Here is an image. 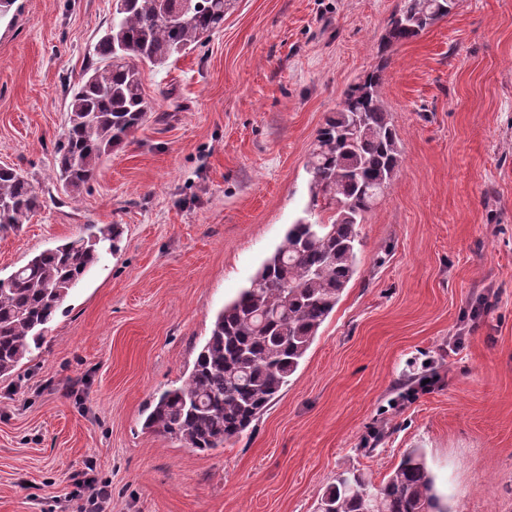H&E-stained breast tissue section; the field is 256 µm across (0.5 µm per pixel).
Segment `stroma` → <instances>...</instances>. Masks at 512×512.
<instances>
[{
	"label": "stroma",
	"mask_w": 512,
	"mask_h": 512,
	"mask_svg": "<svg viewBox=\"0 0 512 512\" xmlns=\"http://www.w3.org/2000/svg\"><path fill=\"white\" fill-rule=\"evenodd\" d=\"M17 4L0 20V166L46 201L0 234V276L94 224L123 236L0 377V512H73L90 461L109 512H316L337 473L381 483L411 448L452 512H512V0H459L388 48L400 0H234L204 46L142 66L148 120L73 197L50 180L54 145L113 0ZM382 59L403 162L297 371L224 447L145 429L302 216L319 128Z\"/></svg>",
	"instance_id": "obj_1"
}]
</instances>
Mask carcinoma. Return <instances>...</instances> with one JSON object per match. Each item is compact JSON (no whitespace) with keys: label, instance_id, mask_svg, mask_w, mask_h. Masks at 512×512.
<instances>
[{"label":"carcinoma","instance_id":"obj_1","mask_svg":"<svg viewBox=\"0 0 512 512\" xmlns=\"http://www.w3.org/2000/svg\"><path fill=\"white\" fill-rule=\"evenodd\" d=\"M228 0H127L94 45L97 61L69 88L67 130L55 143L56 189L76 195L104 157L121 149L151 106L140 67L163 66L203 45L224 24ZM456 0H401L382 38L410 41L447 17ZM174 14L169 25L161 15ZM382 60L343 93L317 133L305 168L310 210L238 296L224 306L186 380L161 393L144 425L200 452L243 434L288 385L344 290L358 272L365 213L384 196L402 163L399 135L385 108ZM23 174L0 167V233L17 231L44 206ZM120 225L46 249L0 277V377L40 348L71 290L114 250ZM317 512H445L423 453L408 450L380 485L346 470L322 494Z\"/></svg>","mask_w":512,"mask_h":512}]
</instances>
